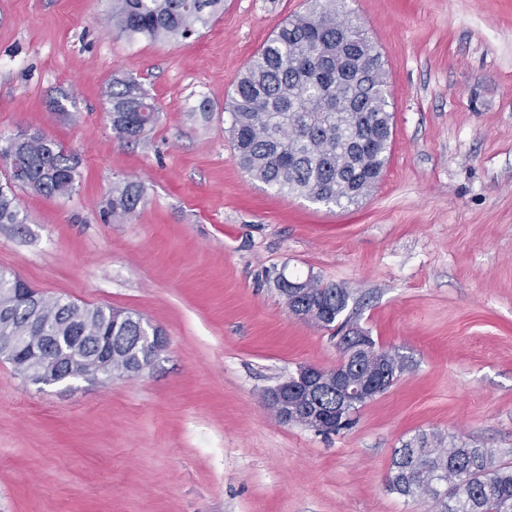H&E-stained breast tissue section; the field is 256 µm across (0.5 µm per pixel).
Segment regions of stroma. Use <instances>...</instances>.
Listing matches in <instances>:
<instances>
[{"label": "stroma", "mask_w": 512, "mask_h": 512, "mask_svg": "<svg viewBox=\"0 0 512 512\" xmlns=\"http://www.w3.org/2000/svg\"><path fill=\"white\" fill-rule=\"evenodd\" d=\"M310 0H224L192 38L131 41L109 0H0V134L72 152L68 197L20 191L0 270L48 298L162 328L138 376L29 384L0 362V512H435L386 479L420 434L512 465V0H344L388 75L391 147L341 209L284 195L237 163L226 106L252 57ZM161 109L120 142L116 77ZM207 112H200V105ZM144 206L116 223L113 182ZM346 288L344 312L403 370L324 434L263 401L337 332L293 315L278 275Z\"/></svg>", "instance_id": "1"}]
</instances>
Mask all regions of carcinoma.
Masks as SVG:
<instances>
[{
	"label": "carcinoma",
	"instance_id": "carcinoma-1",
	"mask_svg": "<svg viewBox=\"0 0 512 512\" xmlns=\"http://www.w3.org/2000/svg\"><path fill=\"white\" fill-rule=\"evenodd\" d=\"M113 26L130 40L172 41L193 35L224 9V0H110ZM352 31L355 50L367 55L372 44L360 27L336 11V0H313L309 11L283 25L251 60L239 78L230 103L229 132L239 164L277 191L343 208L355 204L357 182L374 186L373 172L384 167L390 140L359 138L356 148L342 142L343 131L361 134L378 117L389 114L383 94L387 81L377 66L360 92L368 111L346 106L351 91L336 82V68L322 73L316 85L302 84L297 64L317 52L320 42ZM106 115L116 138L137 142L158 121L160 108L134 78H114L107 92ZM18 171L0 183V224H25L16 188L46 196H69L78 183L76 157L40 131L16 134ZM145 202L135 181L112 187L109 214L120 222ZM311 298L332 311L329 329L347 307V293L317 281ZM79 331L98 336L110 321L98 310L78 324ZM391 490L404 496H428L439 512H512V466L496 464L490 451L461 445L437 447L423 438L418 448L394 450Z\"/></svg>",
	"mask_w": 512,
	"mask_h": 512
}]
</instances>
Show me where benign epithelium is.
Returning a JSON list of instances; mask_svg holds the SVG:
<instances>
[{
	"instance_id": "obj_1",
	"label": "benign epithelium",
	"mask_w": 512,
	"mask_h": 512,
	"mask_svg": "<svg viewBox=\"0 0 512 512\" xmlns=\"http://www.w3.org/2000/svg\"><path fill=\"white\" fill-rule=\"evenodd\" d=\"M321 57L336 60V64L343 66L344 78L352 76L360 84L378 62L376 57L354 53L349 34L342 32L336 35L335 42L323 46L319 54L308 58L300 66L299 74L304 83L317 81V65ZM279 282L288 285V303L304 300V282L292 281L284 276L279 277ZM19 283L20 287L12 289L8 299L0 304V320L8 321L22 314L34 326L38 324L40 295L24 280H19ZM87 312L84 305L72 301L64 303L59 329L37 345L29 343L24 336H0V358L9 362L23 358L37 367V371L27 373V378L34 384L52 385L72 381L73 364L82 354L92 353L107 361L115 351L110 336L62 335L67 329L73 330L77 318ZM132 321L137 326V335L128 337L131 342L129 377L138 375L168 344L167 336L158 327L135 317ZM339 346L342 361L332 371L304 364L297 367L287 380L267 390L266 403L280 407V421L299 422L297 410H309L306 402L314 391L325 386L336 388L335 415L338 424L348 406L366 402L383 391L391 376V367L385 363L383 352L374 350L366 341L365 334L356 326L345 331Z\"/></svg>"
}]
</instances>
